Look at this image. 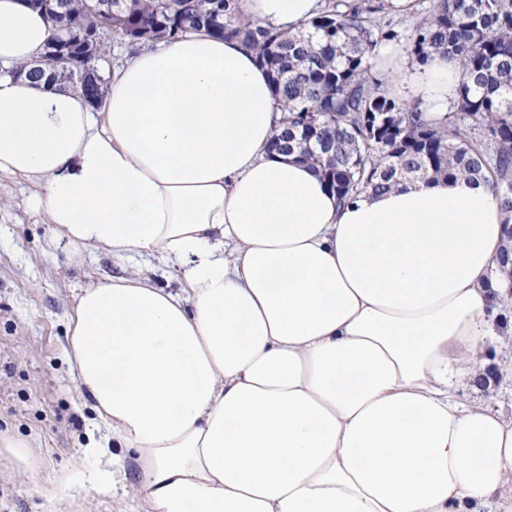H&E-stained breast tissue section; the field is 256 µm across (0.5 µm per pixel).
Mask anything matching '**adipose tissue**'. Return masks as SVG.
I'll return each mask as SVG.
<instances>
[{"mask_svg":"<svg viewBox=\"0 0 512 512\" xmlns=\"http://www.w3.org/2000/svg\"><path fill=\"white\" fill-rule=\"evenodd\" d=\"M237 8L294 33L321 0ZM50 36L0 0V65ZM375 54L397 97L446 120L453 63ZM282 118L253 52L202 30L126 55L94 103L0 76V176L37 186L58 238L182 266L178 292L144 276L79 289L69 328L147 512H512V418L457 396L497 364L492 194L418 179L340 205L269 153Z\"/></svg>","mask_w":512,"mask_h":512,"instance_id":"ef3b65f1","label":"adipose tissue"}]
</instances>
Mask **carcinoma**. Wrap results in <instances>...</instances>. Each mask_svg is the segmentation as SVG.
Listing matches in <instances>:
<instances>
[{
    "mask_svg": "<svg viewBox=\"0 0 512 512\" xmlns=\"http://www.w3.org/2000/svg\"><path fill=\"white\" fill-rule=\"evenodd\" d=\"M92 2L50 0L46 11L52 34L73 43L97 27L92 63L111 30L140 42L158 22L168 24L169 38L204 28L253 49L284 112L272 152L310 164L339 202L405 181L465 177L484 181L512 224V0H430L419 13L411 62L441 57L459 72L445 125L427 121L422 104L399 100L375 71L376 46L398 38L387 0H327L308 30L293 35L242 18L237 0H105L100 18ZM497 272L511 289L509 234Z\"/></svg>",
    "mask_w": 512,
    "mask_h": 512,
    "instance_id": "cac0c4a2",
    "label": "carcinoma"
}]
</instances>
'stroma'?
Segmentation results:
<instances>
[{
    "label": "stroma",
    "mask_w": 512,
    "mask_h": 512,
    "mask_svg": "<svg viewBox=\"0 0 512 512\" xmlns=\"http://www.w3.org/2000/svg\"><path fill=\"white\" fill-rule=\"evenodd\" d=\"M22 178H0V512H144L140 475L92 492L104 468L94 445H111L66 353L77 288L136 274L178 290L179 270L151 256L119 261L58 239ZM502 370L494 393L468 388L467 403L512 415V340L495 341Z\"/></svg>",
    "instance_id": "1"
}]
</instances>
